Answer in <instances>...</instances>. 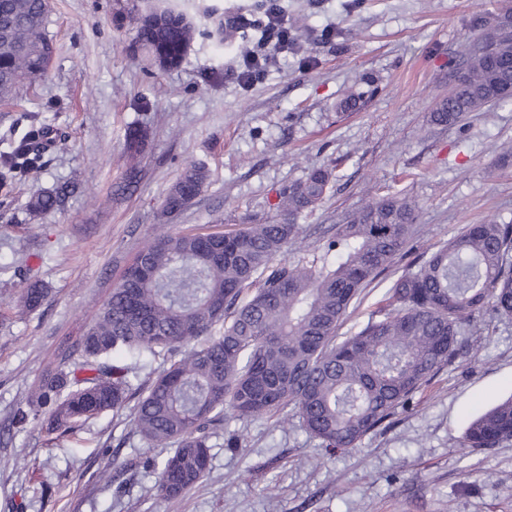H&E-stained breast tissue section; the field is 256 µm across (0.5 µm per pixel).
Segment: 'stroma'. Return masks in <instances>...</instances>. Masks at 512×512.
I'll return each instance as SVG.
<instances>
[{"mask_svg": "<svg viewBox=\"0 0 512 512\" xmlns=\"http://www.w3.org/2000/svg\"><path fill=\"white\" fill-rule=\"evenodd\" d=\"M265 0H136L139 11L184 14L196 37L178 67L135 51V24H115L121 0H48L57 47L21 106L0 105V155L31 128L50 145L38 165L0 189V512H512V442L472 449L468 422L512 396V317L485 310L463 326L461 354L378 429L327 454L296 417L280 425L226 421L208 475L160 501L148 447L130 410L53 436L14 429L13 415L53 359L119 283L186 164L208 185L169 220L174 232L225 233L272 220L280 193L308 169L335 178L303 211L290 256L320 252L336 224L366 201L398 196L415 208L414 253L487 218L512 224V104L431 125L451 72L503 0H282L303 48L280 54L249 82L231 76L241 48L262 53ZM359 108L336 104L348 90ZM145 130L140 180L119 195L129 129ZM75 184L57 209L30 201ZM405 267L396 261L364 288L339 333L362 329ZM48 290L19 315L28 282ZM110 467L114 479L100 477Z\"/></svg>", "mask_w": 512, "mask_h": 512, "instance_id": "35a3bbf8", "label": "stroma"}]
</instances>
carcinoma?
Returning <instances> with one entry per match:
<instances>
[{
	"mask_svg": "<svg viewBox=\"0 0 512 512\" xmlns=\"http://www.w3.org/2000/svg\"><path fill=\"white\" fill-rule=\"evenodd\" d=\"M47 0H0V101L44 75L56 48L46 32ZM470 53L453 74L448 96L430 112L436 126L460 125L472 112L506 103L512 90V11L479 24ZM196 29L171 11L137 19L136 43L162 69L178 66ZM44 129L34 128L0 157V186L28 173L41 157ZM143 135L127 133L125 177L139 174ZM330 167H313L279 196L277 215L226 234L162 231L124 270L93 322L61 347L26 397L15 424L37 420L64 435L131 399L133 425L153 448H169L155 490L174 499L193 488L210 465L211 438L229 419L279 423L288 411L330 453L353 448L406 405L458 355L462 325L490 306L512 316V224H467L448 243L408 261L388 288L382 316L352 336L338 333L362 289L395 260L411 255L415 209L395 196L374 199L334 228L321 253L288 259L300 236L297 217L324 199ZM208 172L192 163L169 187L158 220L180 213L204 190ZM63 192L37 196L30 211L57 208ZM47 289L27 288L25 312ZM163 356L169 367L132 389L135 367L113 364ZM512 442V397L471 420L462 447Z\"/></svg>",
	"mask_w": 512,
	"mask_h": 512,
	"instance_id": "cac0c4a2",
	"label": "carcinoma"
}]
</instances>
